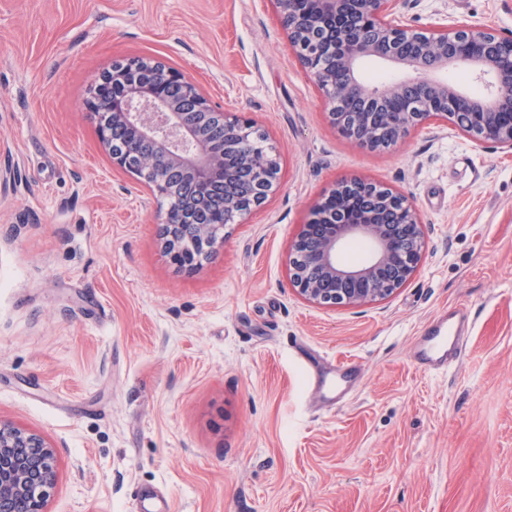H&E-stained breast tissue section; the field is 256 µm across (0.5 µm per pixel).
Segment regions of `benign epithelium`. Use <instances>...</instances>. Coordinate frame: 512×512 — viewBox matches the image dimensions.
Wrapping results in <instances>:
<instances>
[{"instance_id":"obj_1","label":"benign epithelium","mask_w":512,"mask_h":512,"mask_svg":"<svg viewBox=\"0 0 512 512\" xmlns=\"http://www.w3.org/2000/svg\"><path fill=\"white\" fill-rule=\"evenodd\" d=\"M281 28L331 123L370 151L398 144L429 120L456 126L478 145L512 150V34L475 26L429 32L394 24L399 0H275ZM376 58L411 76L369 88L360 63ZM450 67L485 83L475 95L438 77ZM388 100L401 104L384 112ZM112 164L135 174L159 203L163 251L191 268L213 252L224 227L260 207L280 184L276 151L238 112L211 106L195 81L150 58L117 61L90 101ZM363 198L340 218L339 196ZM368 259L347 264L342 246ZM426 252L421 217L402 193L358 177L337 181L311 207L288 250V280L317 306L388 300ZM54 449L37 432L0 420V512H45L56 485Z\"/></svg>"}]
</instances>
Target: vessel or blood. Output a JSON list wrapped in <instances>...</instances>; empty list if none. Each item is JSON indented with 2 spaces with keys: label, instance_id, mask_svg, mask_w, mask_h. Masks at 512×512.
<instances>
[{
  "label": "vessel or blood",
  "instance_id": "vessel-or-blood-1",
  "mask_svg": "<svg viewBox=\"0 0 512 512\" xmlns=\"http://www.w3.org/2000/svg\"><path fill=\"white\" fill-rule=\"evenodd\" d=\"M469 328L466 307L453 306L438 314L418 338L416 364L430 372L448 370L460 358Z\"/></svg>",
  "mask_w": 512,
  "mask_h": 512
}]
</instances>
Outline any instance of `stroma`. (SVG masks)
<instances>
[{"label": "stroma", "mask_w": 512, "mask_h": 512, "mask_svg": "<svg viewBox=\"0 0 512 512\" xmlns=\"http://www.w3.org/2000/svg\"><path fill=\"white\" fill-rule=\"evenodd\" d=\"M393 19L510 34L512 0H403ZM136 56L279 153L278 191L191 271L86 105ZM0 169V419L53 446L47 512H512V151L435 122L355 147L273 0H0ZM346 176L408 194L427 249L385 302L315 306L288 247ZM457 304L458 364L417 369L421 329ZM343 358L361 383L327 400L314 371Z\"/></svg>", "instance_id": "obj_1"}]
</instances>
